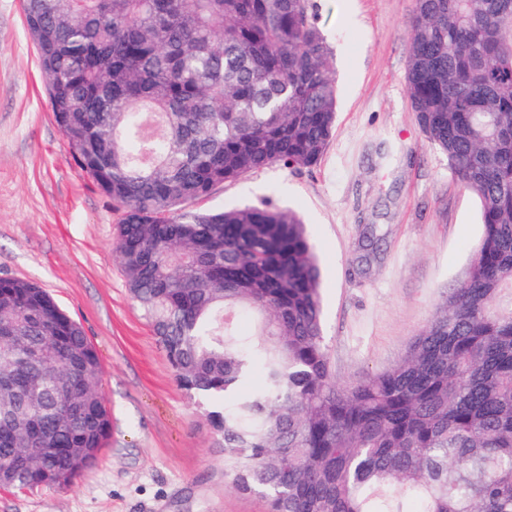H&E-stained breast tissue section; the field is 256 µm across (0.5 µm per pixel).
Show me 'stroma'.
<instances>
[{
	"mask_svg": "<svg viewBox=\"0 0 512 512\" xmlns=\"http://www.w3.org/2000/svg\"><path fill=\"white\" fill-rule=\"evenodd\" d=\"M336 64V132L311 168L252 172L203 209L295 211L316 244L332 368L385 371L465 278L478 198L431 145L407 92L416 0H314ZM117 214L68 153L21 0H0V276L48 290L94 345L111 433L62 489H0V512H266L224 478L222 442L181 389L116 255Z\"/></svg>",
	"mask_w": 512,
	"mask_h": 512,
	"instance_id": "1",
	"label": "stroma"
}]
</instances>
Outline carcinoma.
<instances>
[{
	"label": "carcinoma",
	"instance_id": "1",
	"mask_svg": "<svg viewBox=\"0 0 512 512\" xmlns=\"http://www.w3.org/2000/svg\"><path fill=\"white\" fill-rule=\"evenodd\" d=\"M68 152L120 213L115 252L224 476L267 512H512V0H416L407 90L481 204L460 288L389 369L341 386L301 218L201 210L317 164L336 129L313 0H22ZM258 321L245 337L241 317ZM100 358L38 283L0 277V475L63 488L111 417ZM261 372L260 389L241 386Z\"/></svg>",
	"mask_w": 512,
	"mask_h": 512
}]
</instances>
